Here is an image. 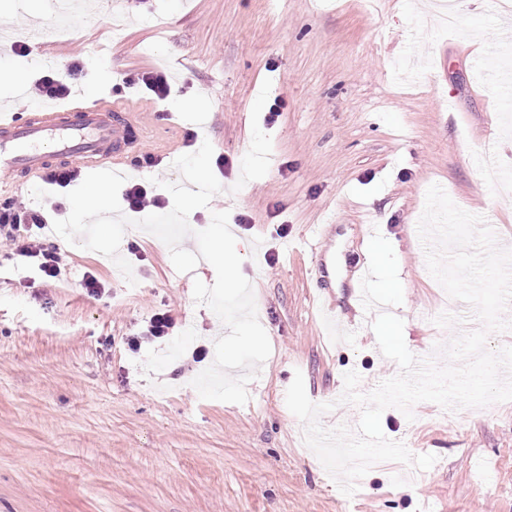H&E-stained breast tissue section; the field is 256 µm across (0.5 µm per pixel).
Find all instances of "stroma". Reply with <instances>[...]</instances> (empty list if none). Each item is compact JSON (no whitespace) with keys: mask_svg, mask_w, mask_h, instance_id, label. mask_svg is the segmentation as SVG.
<instances>
[{"mask_svg":"<svg viewBox=\"0 0 512 512\" xmlns=\"http://www.w3.org/2000/svg\"><path fill=\"white\" fill-rule=\"evenodd\" d=\"M439 2L73 0L65 35L45 45L29 36L50 27L56 0H0L10 18L0 73L17 78L0 84V106L30 101L49 48L79 61L76 87L91 96L134 67L179 71L175 95L193 108L167 121L147 112L136 151L188 154L205 137L231 161L223 193L190 222L205 229L223 210L251 219L237 229L241 271L271 345L246 404L200 398L191 382L227 329L193 283L216 273L177 272L169 248L132 226L119 247L129 280L78 246L59 280L1 263L0 512H512V401L450 418L432 402L410 420L386 409L384 434L437 461L399 475L371 468L350 497L309 464L285 401L298 371L316 403L347 371L364 393L397 375L372 329L381 313L403 320L417 358L440 365L435 346L477 328L473 307L445 306L427 270L417 224L429 186L512 246V192L486 174L495 165L512 180V28L494 0H455L444 27ZM22 43L29 55L14 53ZM279 95L286 106L267 123ZM280 223L286 239L269 238ZM89 266L105 283L97 296L82 286ZM360 280L365 312L352 299ZM320 295L350 327L343 339L323 335ZM159 309L176 318L172 335L132 348ZM403 482L411 492L395 495Z\"/></svg>","mask_w":512,"mask_h":512,"instance_id":"1","label":"stroma"}]
</instances>
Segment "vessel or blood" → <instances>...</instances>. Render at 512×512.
I'll return each mask as SVG.
<instances>
[{"label":"vessel or blood","mask_w":512,"mask_h":512,"mask_svg":"<svg viewBox=\"0 0 512 512\" xmlns=\"http://www.w3.org/2000/svg\"><path fill=\"white\" fill-rule=\"evenodd\" d=\"M142 136L132 109L76 93L72 104L0 113V184L64 165L126 172Z\"/></svg>","instance_id":"vessel-or-blood-1"}]
</instances>
